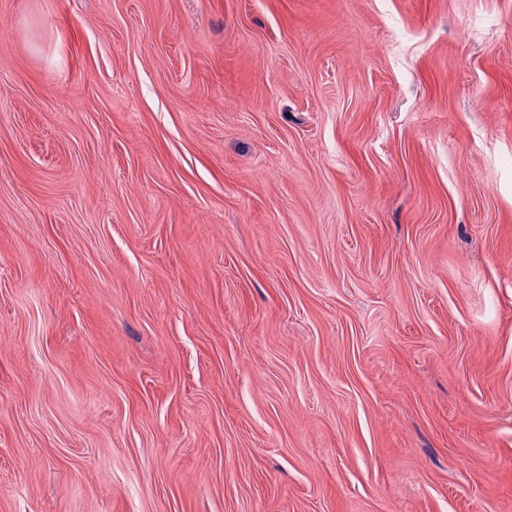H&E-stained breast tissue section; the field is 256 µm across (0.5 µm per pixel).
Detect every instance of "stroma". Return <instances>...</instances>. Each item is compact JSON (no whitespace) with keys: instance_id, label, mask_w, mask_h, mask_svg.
I'll return each instance as SVG.
<instances>
[{"instance_id":"stroma-1","label":"stroma","mask_w":512,"mask_h":512,"mask_svg":"<svg viewBox=\"0 0 512 512\" xmlns=\"http://www.w3.org/2000/svg\"><path fill=\"white\" fill-rule=\"evenodd\" d=\"M0 24V512H512V0Z\"/></svg>"}]
</instances>
